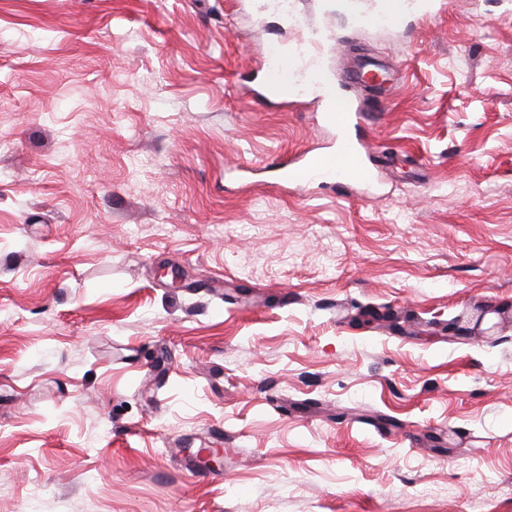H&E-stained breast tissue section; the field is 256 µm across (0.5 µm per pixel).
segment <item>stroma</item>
<instances>
[{
    "instance_id": "obj_1",
    "label": "stroma",
    "mask_w": 512,
    "mask_h": 512,
    "mask_svg": "<svg viewBox=\"0 0 512 512\" xmlns=\"http://www.w3.org/2000/svg\"><path fill=\"white\" fill-rule=\"evenodd\" d=\"M339 2L0 0V512H512V0ZM309 26L391 72L370 184L239 93ZM359 2L365 5L360 12L355 13V22L364 24L374 18L385 20L387 23L393 19H404L405 16L418 14L422 18H428L443 12L446 1L443 0H387L361 2L357 0L346 1V5Z\"/></svg>"
}]
</instances>
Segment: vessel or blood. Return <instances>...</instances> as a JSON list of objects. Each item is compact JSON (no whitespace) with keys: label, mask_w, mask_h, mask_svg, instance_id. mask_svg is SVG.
Listing matches in <instances>:
<instances>
[{"label":"vessel or blood","mask_w":512,"mask_h":512,"mask_svg":"<svg viewBox=\"0 0 512 512\" xmlns=\"http://www.w3.org/2000/svg\"><path fill=\"white\" fill-rule=\"evenodd\" d=\"M445 0H367L360 12L355 13L356 23L362 24L378 18L385 21L402 19L411 15L428 18L443 12ZM331 34L323 29L304 31L288 52H270L266 58V86L270 89H289L300 94L311 93L322 100L335 99L341 107L325 112V120L336 126L340 133L335 151L321 155L300 156L298 162L280 164L282 174L292 183L320 178L336 184L345 182L367 183L372 178L371 169L363 154V145L356 136V129L366 121L367 115L360 105L348 95L350 85H369L381 88L384 68L376 63L364 62L346 76L344 84L332 85L326 78L323 50Z\"/></svg>","instance_id":"1"}]
</instances>
